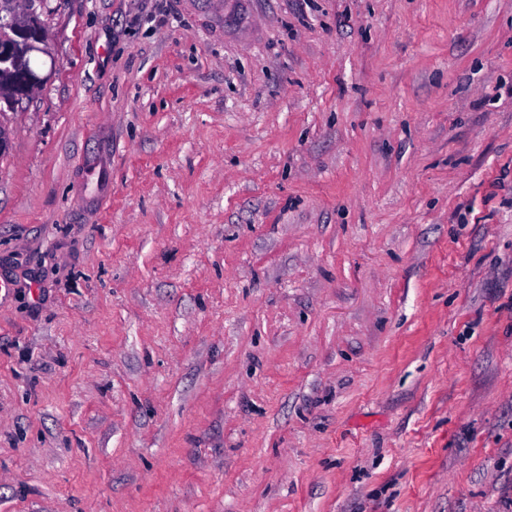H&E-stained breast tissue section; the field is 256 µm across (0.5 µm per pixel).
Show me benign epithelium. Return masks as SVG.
I'll list each match as a JSON object with an SVG mask.
<instances>
[{
  "label": "benign epithelium",
  "mask_w": 512,
  "mask_h": 512,
  "mask_svg": "<svg viewBox=\"0 0 512 512\" xmlns=\"http://www.w3.org/2000/svg\"><path fill=\"white\" fill-rule=\"evenodd\" d=\"M44 0H0V27L10 35L0 39V103L29 98L47 80L32 69L28 55L44 49L45 32L38 20Z\"/></svg>",
  "instance_id": "benign-epithelium-1"
}]
</instances>
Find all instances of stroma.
<instances>
[{"label":"stroma","instance_id":"35a3bbf8","mask_svg":"<svg viewBox=\"0 0 512 512\" xmlns=\"http://www.w3.org/2000/svg\"><path fill=\"white\" fill-rule=\"evenodd\" d=\"M40 20L0 512H512V0Z\"/></svg>","mask_w":512,"mask_h":512}]
</instances>
